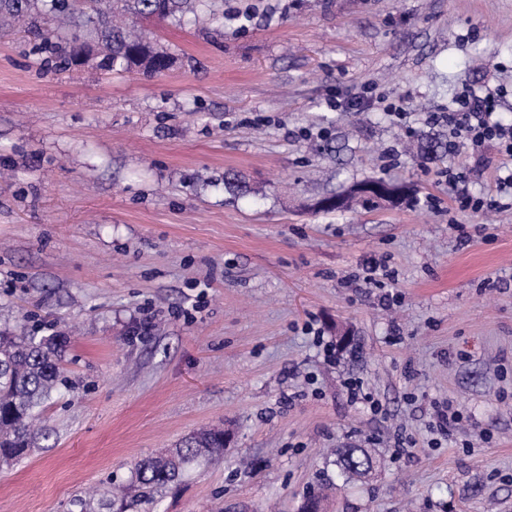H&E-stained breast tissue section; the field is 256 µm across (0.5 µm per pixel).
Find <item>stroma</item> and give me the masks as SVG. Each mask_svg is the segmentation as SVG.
Here are the masks:
<instances>
[{
	"mask_svg": "<svg viewBox=\"0 0 512 512\" xmlns=\"http://www.w3.org/2000/svg\"><path fill=\"white\" fill-rule=\"evenodd\" d=\"M221 8L139 21L176 56L155 77L59 72L0 35V330L70 338L43 436L0 464V512H68L214 425L223 457L154 512H298L313 489L322 512H512V160L410 151L448 140L428 117L467 88L512 125V0ZM451 166L497 208L459 211ZM386 175L415 202L313 208ZM447 405L464 420L445 435ZM348 445L377 464L346 485L326 451Z\"/></svg>",
	"mask_w": 512,
	"mask_h": 512,
	"instance_id": "35a3bbf8",
	"label": "stroma"
}]
</instances>
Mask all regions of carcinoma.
Returning a JSON list of instances; mask_svg holds the SVG:
<instances>
[{
	"instance_id": "carcinoma-1",
	"label": "carcinoma",
	"mask_w": 512,
	"mask_h": 512,
	"mask_svg": "<svg viewBox=\"0 0 512 512\" xmlns=\"http://www.w3.org/2000/svg\"><path fill=\"white\" fill-rule=\"evenodd\" d=\"M209 2L208 21L219 19L217 0H0V28L24 27L40 39L39 54H48L62 70L83 60L116 74L137 71L157 76L175 63V55L147 34L127 25L128 20L153 19L181 24L199 19V6ZM224 187L247 194L255 192L236 174H224ZM355 201L370 199L355 183L339 194L321 199L324 212L345 210ZM67 337L59 332L35 336L20 324L12 332H0V457L19 461L30 451L41 409L65 382L61 365ZM224 454V429H200L173 448L135 461L131 467L134 490L150 505L149 491L177 479L193 464L211 463ZM337 475L344 482L366 478L376 460L367 448L351 446L331 451ZM78 512L111 508L112 489L100 498L75 499Z\"/></svg>"
}]
</instances>
